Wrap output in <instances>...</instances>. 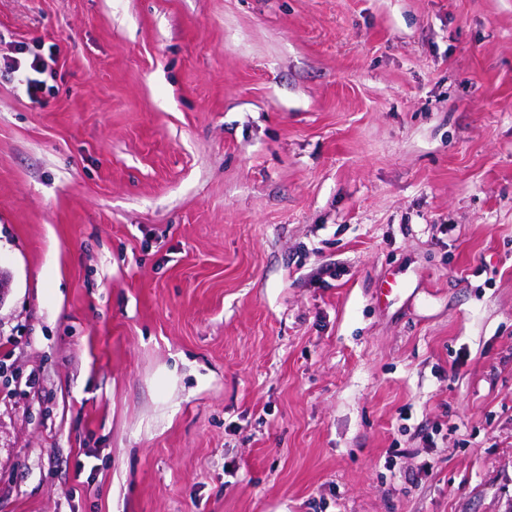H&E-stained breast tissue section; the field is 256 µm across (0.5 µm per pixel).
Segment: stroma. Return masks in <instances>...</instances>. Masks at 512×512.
Here are the masks:
<instances>
[{"instance_id": "1", "label": "stroma", "mask_w": 512, "mask_h": 512, "mask_svg": "<svg viewBox=\"0 0 512 512\" xmlns=\"http://www.w3.org/2000/svg\"><path fill=\"white\" fill-rule=\"evenodd\" d=\"M0 272V512H512V0H0ZM45 68V62L41 58L34 57L29 66L22 67L21 63L14 67L13 73H16V82L26 93L32 102L38 101V93L42 89V80L34 75L42 74Z\"/></svg>"}]
</instances>
